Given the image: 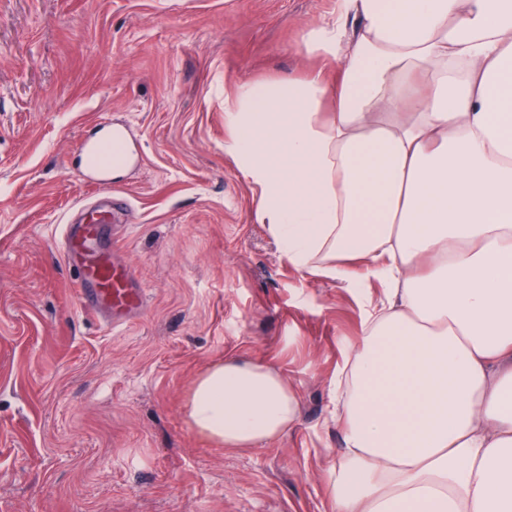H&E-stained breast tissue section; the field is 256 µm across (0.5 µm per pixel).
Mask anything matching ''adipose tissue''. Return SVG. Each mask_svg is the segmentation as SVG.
Segmentation results:
<instances>
[{
    "label": "adipose tissue",
    "mask_w": 512,
    "mask_h": 512,
    "mask_svg": "<svg viewBox=\"0 0 512 512\" xmlns=\"http://www.w3.org/2000/svg\"><path fill=\"white\" fill-rule=\"evenodd\" d=\"M309 43L335 77L239 86L225 150L292 265L348 281L357 261L385 285L346 349L332 506L512 512V0H336ZM187 418L255 448L299 399L227 357Z\"/></svg>",
    "instance_id": "obj_1"
}]
</instances>
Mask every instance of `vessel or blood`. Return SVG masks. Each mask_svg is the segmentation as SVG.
Listing matches in <instances>:
<instances>
[{
    "mask_svg": "<svg viewBox=\"0 0 512 512\" xmlns=\"http://www.w3.org/2000/svg\"><path fill=\"white\" fill-rule=\"evenodd\" d=\"M100 137L81 141L79 150L87 161V175L103 191H110L106 178L112 161L106 155L114 138L110 125H102ZM112 225L110 212L88 211L81 223L61 227V251L66 266L77 278V298L83 309L104 320L113 313L144 307L146 292L133 287L128 269L116 263L106 236Z\"/></svg>",
    "mask_w": 512,
    "mask_h": 512,
    "instance_id": "vessel-or-blood-1",
    "label": "vessel or blood"
}]
</instances>
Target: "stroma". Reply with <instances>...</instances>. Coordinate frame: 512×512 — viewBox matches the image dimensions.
Returning <instances> with one entry per match:
<instances>
[{
  "instance_id": "35a3bbf8",
  "label": "stroma",
  "mask_w": 512,
  "mask_h": 512,
  "mask_svg": "<svg viewBox=\"0 0 512 512\" xmlns=\"http://www.w3.org/2000/svg\"><path fill=\"white\" fill-rule=\"evenodd\" d=\"M335 0H0V512H332L336 377L384 285L297 269L225 152L224 98L323 67ZM125 126L109 237L147 290L113 328L78 304L59 224L101 195L82 138ZM230 355L278 369L298 423L201 439L192 381Z\"/></svg>"
}]
</instances>
